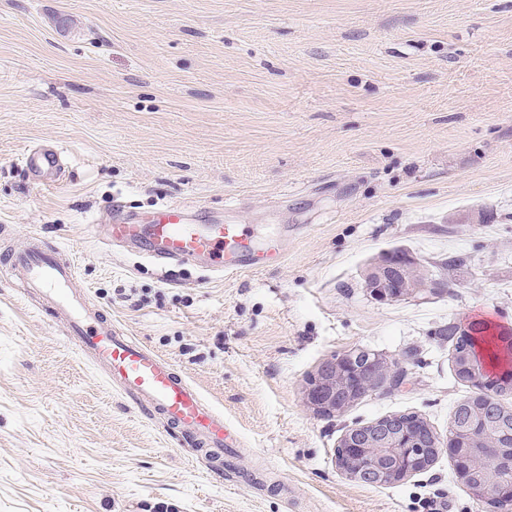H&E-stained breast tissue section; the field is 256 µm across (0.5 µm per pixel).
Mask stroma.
<instances>
[{
    "label": "stroma",
    "instance_id": "obj_1",
    "mask_svg": "<svg viewBox=\"0 0 512 512\" xmlns=\"http://www.w3.org/2000/svg\"><path fill=\"white\" fill-rule=\"evenodd\" d=\"M116 203L248 225L283 259L158 265L102 242ZM34 236L237 443L216 472L0 281V512H486L447 454L375 487L335 450L391 413L446 435L470 389L439 329L512 325V0H0V256ZM400 247L460 256L448 291L374 300L364 271ZM358 347L401 384L313 413L310 374ZM25 163L37 177H47L61 169L60 155L53 149H34L25 156Z\"/></svg>",
    "mask_w": 512,
    "mask_h": 512
}]
</instances>
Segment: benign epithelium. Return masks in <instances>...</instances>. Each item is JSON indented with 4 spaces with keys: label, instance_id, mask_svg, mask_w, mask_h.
I'll return each mask as SVG.
<instances>
[{
    "label": "benign epithelium",
    "instance_id": "7a95c632",
    "mask_svg": "<svg viewBox=\"0 0 512 512\" xmlns=\"http://www.w3.org/2000/svg\"><path fill=\"white\" fill-rule=\"evenodd\" d=\"M415 264L416 258L407 250L384 253L365 275L366 290L380 303L396 302L425 290L447 291L445 276L430 274L421 284L409 282L406 271ZM398 371L397 361L365 348L333 355L307 384L306 405L318 415L339 416L357 402L358 396L393 388ZM476 433L495 461L486 475L482 502L490 512H498L499 502L512 498V486L504 487L499 478L501 470L512 466V436H494L484 419L462 425L446 439L431 429L426 433L416 430L400 413L389 415L383 422L355 425L340 437L336 468L366 485H395L427 470L442 451L451 456L468 455L469 439Z\"/></svg>",
    "mask_w": 512,
    "mask_h": 512
}]
</instances>
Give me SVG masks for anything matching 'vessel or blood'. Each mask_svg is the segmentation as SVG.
Wrapping results in <instances>:
<instances>
[{"instance_id": "obj_1", "label": "vessel or blood", "mask_w": 512, "mask_h": 512, "mask_svg": "<svg viewBox=\"0 0 512 512\" xmlns=\"http://www.w3.org/2000/svg\"><path fill=\"white\" fill-rule=\"evenodd\" d=\"M25 163L42 178L61 169L60 155L53 149L31 150ZM105 237L115 246L141 243L145 254L160 264L206 258L217 271L229 274L247 272L281 257L274 246L266 255H257L247 225L194 224L188 210L176 204L158 208L147 224L113 207ZM0 261L24 291L41 294L65 335L86 357L105 367L113 385L144 411L163 416L170 429L190 440L208 459L223 462L224 442L233 432L223 411L166 358L115 324L109 313L87 304L84 294L73 287L75 265L64 251L37 239L25 251Z\"/></svg>"}]
</instances>
